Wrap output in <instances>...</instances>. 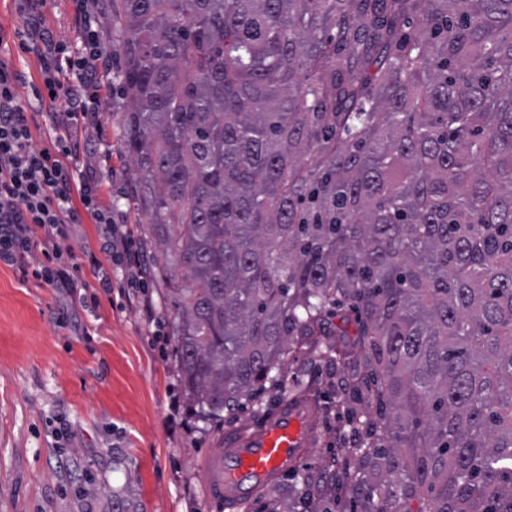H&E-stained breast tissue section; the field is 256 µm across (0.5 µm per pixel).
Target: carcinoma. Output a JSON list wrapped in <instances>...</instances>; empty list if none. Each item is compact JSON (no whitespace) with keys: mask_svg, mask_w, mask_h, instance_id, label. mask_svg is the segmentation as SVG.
Masks as SVG:
<instances>
[{"mask_svg":"<svg viewBox=\"0 0 512 512\" xmlns=\"http://www.w3.org/2000/svg\"><path fill=\"white\" fill-rule=\"evenodd\" d=\"M106 20L203 418L283 386L298 349L358 352L387 410H351L359 475L328 466L325 496L352 478L360 512H512V0H109ZM344 307L357 342L320 348Z\"/></svg>","mask_w":512,"mask_h":512,"instance_id":"cac0c4a2","label":"carcinoma"}]
</instances>
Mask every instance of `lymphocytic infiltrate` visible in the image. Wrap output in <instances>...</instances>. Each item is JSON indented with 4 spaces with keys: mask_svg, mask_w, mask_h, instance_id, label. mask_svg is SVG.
Segmentation results:
<instances>
[{
    "mask_svg": "<svg viewBox=\"0 0 512 512\" xmlns=\"http://www.w3.org/2000/svg\"><path fill=\"white\" fill-rule=\"evenodd\" d=\"M38 2L20 0L27 22L14 37L22 48L36 49L40 56L42 85L35 88V99L52 95L64 108L51 116L58 133L57 151L37 147L29 124V105L17 95L21 76L0 59V261L8 264L25 260L36 229L63 238L68 225L81 223L83 214H90L100 224L112 221L111 211L98 204L95 186L63 161L73 151L72 129L92 122L98 111L96 74L103 52L94 40L92 20L84 14L80 17L84 49L67 53L42 28Z\"/></svg>",
    "mask_w": 512,
    "mask_h": 512,
    "instance_id": "f902f5d3",
    "label": "lymphocytic infiltrate"
}]
</instances>
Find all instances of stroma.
I'll use <instances>...</instances> for the list:
<instances>
[{
	"label": "stroma",
	"instance_id": "35a3bbf8",
	"mask_svg": "<svg viewBox=\"0 0 512 512\" xmlns=\"http://www.w3.org/2000/svg\"><path fill=\"white\" fill-rule=\"evenodd\" d=\"M40 12L55 42L79 48L73 0H43ZM22 22L17 0H0V58L20 72L17 92L31 102L42 83L40 62L36 51L13 41ZM100 98L95 121L77 130L80 147L68 164L95 172L102 206L131 230L133 249L143 254L139 182L126 169L118 84H105ZM61 108L32 104L37 146L52 147L48 117ZM101 233L87 216L60 246L97 255L112 273L109 292L87 264L69 294L36 279L32 268L46 260L41 230L25 266L0 262V512H224L206 496L202 458L223 447L226 434L260 425L306 388L323 409L315 444L244 512H266L272 502L280 512H305L310 499L321 512H350L349 486L320 500L306 480L333 460L347 473L357 470L347 453L354 437L334 392L349 369L298 350L288 362L287 390L267 391L259 407H246L235 420L204 421L183 391L165 283L148 278L133 295L121 288V266L102 253Z\"/></svg>",
	"mask_w": 512,
	"mask_h": 512
}]
</instances>
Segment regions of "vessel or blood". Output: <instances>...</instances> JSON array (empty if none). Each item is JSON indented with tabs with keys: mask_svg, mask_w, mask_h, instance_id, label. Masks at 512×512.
<instances>
[{
	"mask_svg": "<svg viewBox=\"0 0 512 512\" xmlns=\"http://www.w3.org/2000/svg\"><path fill=\"white\" fill-rule=\"evenodd\" d=\"M311 402L297 397L280 403L259 426L227 436L203 464L205 487L226 512H241L258 493L293 470L315 441Z\"/></svg>",
	"mask_w": 512,
	"mask_h": 512,
	"instance_id": "obj_1",
	"label": "vessel or blood"
}]
</instances>
